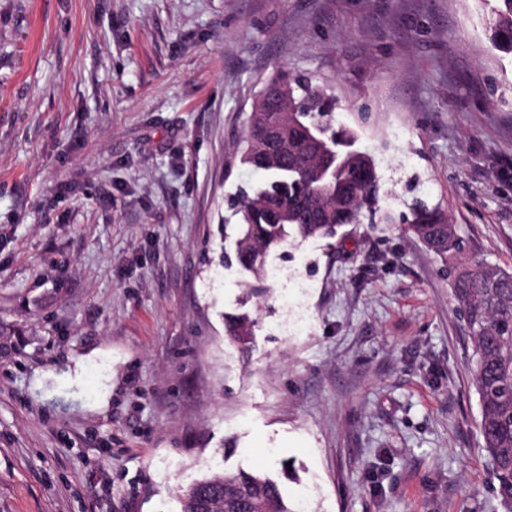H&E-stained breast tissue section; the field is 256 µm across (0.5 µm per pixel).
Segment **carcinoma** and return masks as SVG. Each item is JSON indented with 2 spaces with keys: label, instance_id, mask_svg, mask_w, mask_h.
<instances>
[{
  "label": "carcinoma",
  "instance_id": "1",
  "mask_svg": "<svg viewBox=\"0 0 512 512\" xmlns=\"http://www.w3.org/2000/svg\"><path fill=\"white\" fill-rule=\"evenodd\" d=\"M488 22V40L497 50L512 53V0H495ZM285 81L291 100L271 98L267 111L313 129L335 156L334 178L318 190L320 175L304 159L288 167L265 165L258 147L246 139L240 162L262 179L230 197L238 217L235 259L251 276L250 293L262 295L266 284L264 258L288 244L290 232L302 238H334L345 224H361L374 216L381 180L371 155L354 150V134L334 126L333 102L312 82L281 72L271 84ZM409 230L444 264L460 318L473 344L472 385L479 398V432L495 493L504 512H512V271L468 256L465 239L447 213L416 201ZM256 320L240 314L227 321V335L243 349L253 342ZM251 498L250 512H292L279 484L259 471L217 472L189 485L181 495V512H233L236 502Z\"/></svg>",
  "mask_w": 512,
  "mask_h": 512
}]
</instances>
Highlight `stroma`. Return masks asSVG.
Returning a JSON list of instances; mask_svg holds the SVG:
<instances>
[{"label":"stroma","mask_w":512,"mask_h":512,"mask_svg":"<svg viewBox=\"0 0 512 512\" xmlns=\"http://www.w3.org/2000/svg\"><path fill=\"white\" fill-rule=\"evenodd\" d=\"M491 7L0 0V512H181L180 487L239 468L292 510L503 512L470 339L405 224L290 239L264 297L223 260L252 106L285 71L374 155L383 211L441 207L512 270ZM255 324V319L244 314L231 317L227 321V335L232 341L247 350L253 342Z\"/></svg>","instance_id":"obj_1"}]
</instances>
